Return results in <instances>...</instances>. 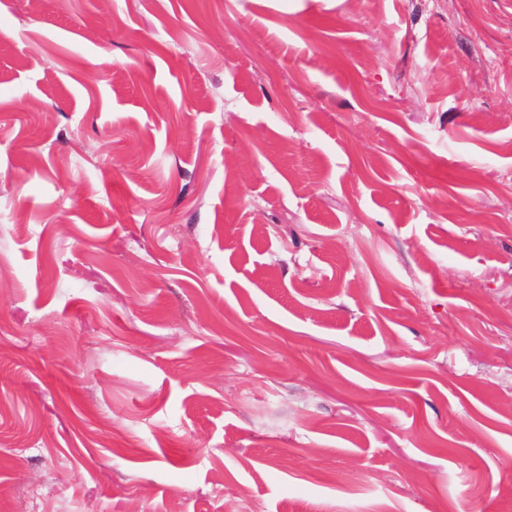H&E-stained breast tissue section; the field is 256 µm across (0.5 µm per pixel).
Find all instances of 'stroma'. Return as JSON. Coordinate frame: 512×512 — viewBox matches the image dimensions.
I'll return each mask as SVG.
<instances>
[{"label": "stroma", "mask_w": 512, "mask_h": 512, "mask_svg": "<svg viewBox=\"0 0 512 512\" xmlns=\"http://www.w3.org/2000/svg\"><path fill=\"white\" fill-rule=\"evenodd\" d=\"M0 512H512V0H0Z\"/></svg>", "instance_id": "stroma-1"}]
</instances>
